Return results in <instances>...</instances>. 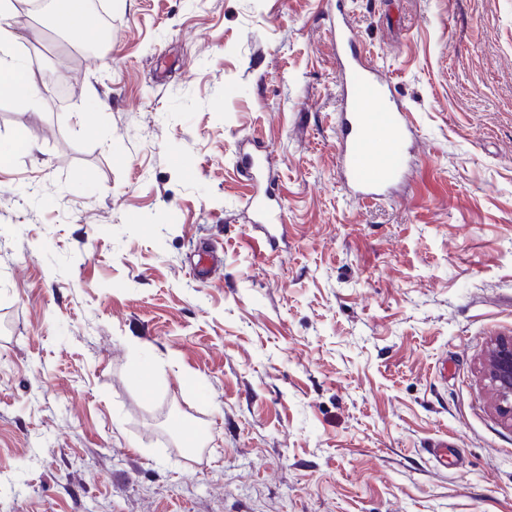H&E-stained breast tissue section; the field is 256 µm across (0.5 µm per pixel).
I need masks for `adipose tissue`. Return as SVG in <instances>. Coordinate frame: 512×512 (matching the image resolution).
<instances>
[{"mask_svg": "<svg viewBox=\"0 0 512 512\" xmlns=\"http://www.w3.org/2000/svg\"><path fill=\"white\" fill-rule=\"evenodd\" d=\"M13 12V0H0V96L32 104L39 84L31 59L23 51V39L10 22ZM51 16L57 25L74 34L98 28L87 0H53Z\"/></svg>", "mask_w": 512, "mask_h": 512, "instance_id": "adipose-tissue-1", "label": "adipose tissue"}]
</instances>
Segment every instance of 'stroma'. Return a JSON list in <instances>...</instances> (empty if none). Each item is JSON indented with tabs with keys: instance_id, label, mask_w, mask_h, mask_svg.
<instances>
[{
	"instance_id": "obj_1",
	"label": "stroma",
	"mask_w": 512,
	"mask_h": 512,
	"mask_svg": "<svg viewBox=\"0 0 512 512\" xmlns=\"http://www.w3.org/2000/svg\"><path fill=\"white\" fill-rule=\"evenodd\" d=\"M338 6L415 132L376 201L338 173ZM97 16L103 41L13 17L45 89L0 98V145L39 147L0 168V512H512L482 372L512 338V0ZM256 145L275 250L235 164Z\"/></svg>"
}]
</instances>
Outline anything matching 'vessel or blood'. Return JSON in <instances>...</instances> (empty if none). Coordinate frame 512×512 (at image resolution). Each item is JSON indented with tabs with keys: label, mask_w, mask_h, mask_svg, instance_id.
I'll use <instances>...</instances> for the list:
<instances>
[{
	"label": "vessel or blood",
	"mask_w": 512,
	"mask_h": 512,
	"mask_svg": "<svg viewBox=\"0 0 512 512\" xmlns=\"http://www.w3.org/2000/svg\"><path fill=\"white\" fill-rule=\"evenodd\" d=\"M333 32L342 76L337 120L341 179L361 199L377 200L401 177L409 124L380 69L365 62L344 14H337ZM265 158L258 149L242 153L239 167L254 188L250 206L255 222L272 246L284 227L277 222L282 203L274 193V175L266 168Z\"/></svg>",
	"instance_id": "b4317fda"
}]
</instances>
